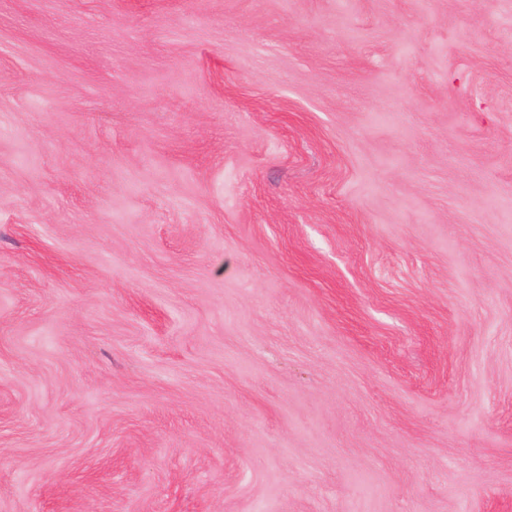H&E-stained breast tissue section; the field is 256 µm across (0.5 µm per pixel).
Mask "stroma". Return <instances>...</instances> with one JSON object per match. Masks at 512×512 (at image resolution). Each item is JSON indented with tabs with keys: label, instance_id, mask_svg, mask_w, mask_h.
<instances>
[{
	"label": "stroma",
	"instance_id": "1",
	"mask_svg": "<svg viewBox=\"0 0 512 512\" xmlns=\"http://www.w3.org/2000/svg\"><path fill=\"white\" fill-rule=\"evenodd\" d=\"M0 512H512V0H0Z\"/></svg>",
	"mask_w": 512,
	"mask_h": 512
}]
</instances>
